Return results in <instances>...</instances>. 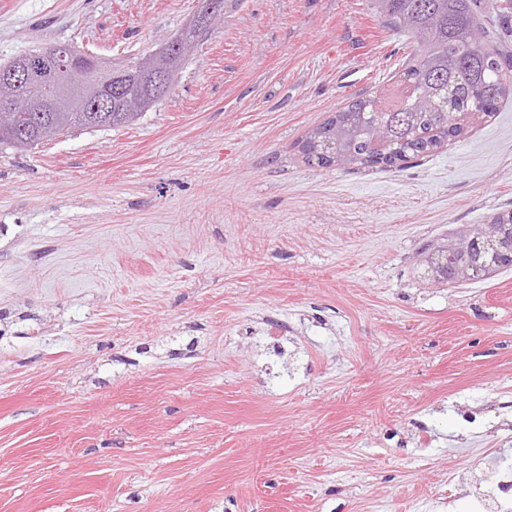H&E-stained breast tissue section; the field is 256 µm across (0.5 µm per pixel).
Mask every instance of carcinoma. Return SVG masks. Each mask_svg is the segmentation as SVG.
<instances>
[{
  "label": "carcinoma",
  "instance_id": "carcinoma-1",
  "mask_svg": "<svg viewBox=\"0 0 512 512\" xmlns=\"http://www.w3.org/2000/svg\"><path fill=\"white\" fill-rule=\"evenodd\" d=\"M370 9L383 22L409 36L414 49L407 68V82L399 105L388 108L373 98H360L320 126L306 139L307 158L323 155L338 165L375 166L405 161L408 156L428 154L448 138V127L460 135L457 117L473 109L496 110L512 77L500 53L488 46L477 15V0H369ZM200 32L185 33L178 48L151 54L133 62L122 79L126 96L135 107L154 106L152 78L167 74L176 79L190 60ZM74 80L86 94L74 101L59 102L69 126L47 130L42 141L85 129L83 119L96 99L95 86L82 73ZM20 151L29 145L10 131L0 112V149ZM499 225L492 237H482L464 253L452 249L454 241L430 245L422 252L427 274L441 283L475 280L508 266L512 255V212L494 219Z\"/></svg>",
  "mask_w": 512,
  "mask_h": 512
}]
</instances>
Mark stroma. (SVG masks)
Segmentation results:
<instances>
[{"instance_id":"obj_1","label":"stroma","mask_w":512,"mask_h":512,"mask_svg":"<svg viewBox=\"0 0 512 512\" xmlns=\"http://www.w3.org/2000/svg\"><path fill=\"white\" fill-rule=\"evenodd\" d=\"M196 8L0 0V63ZM412 50L369 0H225L134 122L0 150V512H496L512 267L420 254L512 211V96L392 168L301 153Z\"/></svg>"}]
</instances>
